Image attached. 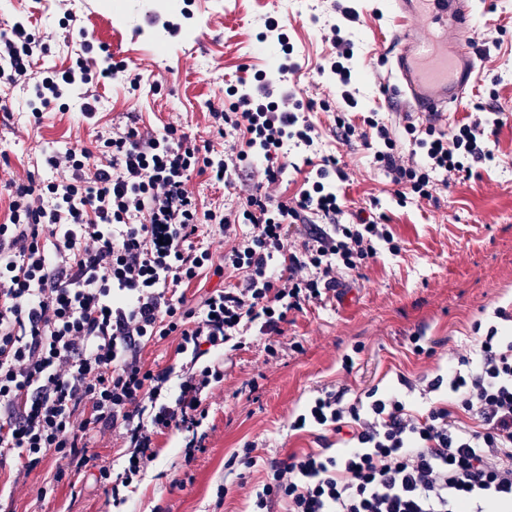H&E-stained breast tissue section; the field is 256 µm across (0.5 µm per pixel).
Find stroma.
<instances>
[{
  "label": "stroma",
  "mask_w": 512,
  "mask_h": 512,
  "mask_svg": "<svg viewBox=\"0 0 512 512\" xmlns=\"http://www.w3.org/2000/svg\"><path fill=\"white\" fill-rule=\"evenodd\" d=\"M382 0H192L191 21L200 32L172 31L178 18L149 11L139 0H0V30L24 22L48 45L36 59L29 82L0 86L12 104L0 112V224L6 223L10 186L31 173L66 181L68 169L47 168L44 157L70 147L94 149L96 135L124 130L130 116L150 134L173 126L197 145L222 150L213 115L225 103V90L251 92L258 74L289 44L297 63L287 83L314 128V144L288 149V169L276 187L294 198L303 190L312 164L338 158L348 174L336 182L349 210L374 213L388 224L403 250H381L360 274L346 277L324 302L290 313L276 342V357L249 344L234 351L227 379L205 396L209 410L205 447L185 461L181 436L156 443L139 489L125 512H246L245 489L261 481L271 459L315 447V436L292 430L304 405L324 387L346 389L348 397L376 387H396L399 375L417 380L435 376L462 351L475 324L489 326L494 312L512 311V119L505 120L492 146L494 158L473 164L470 173L444 183L435 178L431 198L399 199L385 173L361 141L336 137V115L348 112L353 125L377 113L402 150H409L405 114L381 89L387 78V44L393 26L379 11ZM277 18L270 29L268 18ZM340 27L353 45L349 62L358 105L348 108L342 87L327 65L334 49L323 38ZM117 32L104 53L88 55L90 68L105 56L123 62L124 72L98 85L67 86L64 110L30 115L32 84L45 72L74 62L89 30ZM482 60L476 86L469 89L448 120L450 130L470 115L490 112L512 101V0H484L472 32ZM139 80V91L129 84ZM97 97V114L85 119V98ZM187 189L200 208L239 204L248 183L226 187L209 174L191 173ZM423 333L432 356H417L409 338ZM353 360L352 372L342 368ZM252 455L253 466L243 458ZM58 464L48 461L21 476L16 488L0 487V505L10 512H113L110 492L85 477L77 486L54 482ZM56 483L52 495L39 491Z\"/></svg>",
  "instance_id": "stroma-1"
}]
</instances>
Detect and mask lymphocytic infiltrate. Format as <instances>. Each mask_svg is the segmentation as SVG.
Segmentation results:
<instances>
[{"label": "lymphocytic infiltrate", "mask_w": 512, "mask_h": 512, "mask_svg": "<svg viewBox=\"0 0 512 512\" xmlns=\"http://www.w3.org/2000/svg\"><path fill=\"white\" fill-rule=\"evenodd\" d=\"M45 50L23 24L1 32L0 83L26 81ZM292 70L261 75L254 94L219 112L242 136L225 152L201 149L173 128L145 135L130 125L98 134V151L46 155V165L71 170V180L13 186L9 221L0 224V476L55 457L68 464L56 480L80 477L90 440L118 430L119 463L99 465L96 480L113 505L124 503V490L137 489L156 457V437L180 431L186 458L201 450L203 397L226 378L229 352L260 341L275 356L272 339L289 312L323 302L379 248L401 252L388 225L362 215L341 222L345 202L323 184L346 177L335 159H324L298 197L275 193L285 140L313 143L311 124L281 93ZM364 122L383 142L374 162L422 198L431 174L449 178L465 172L466 161L492 158L503 124L498 115L477 117L425 139L406 123L424 155L414 165L403 162L388 126L371 116ZM256 153L263 178L246 207L200 209L185 187L190 171L228 184L251 169ZM312 214L327 228L288 247L293 225ZM240 223L248 231L223 261L242 275V287L214 289L190 305L186 291L212 259L201 227L227 232ZM171 336L180 367L146 366L143 348ZM478 344L475 357L460 356L421 389L402 375L398 388H373L350 403L341 390L318 393L292 427L320 429V450L271 460L250 492V512H512V334L492 325ZM171 384L176 394H168ZM443 387L454 407L419 412L404 397Z\"/></svg>", "instance_id": "1"}]
</instances>
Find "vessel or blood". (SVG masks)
<instances>
[{"label": "vessel or blood", "instance_id": "obj_1", "mask_svg": "<svg viewBox=\"0 0 512 512\" xmlns=\"http://www.w3.org/2000/svg\"><path fill=\"white\" fill-rule=\"evenodd\" d=\"M398 28L391 40L389 92L409 111L444 118L476 82L480 68L470 32L480 13L477 0H384ZM422 17L434 33H414L410 19Z\"/></svg>", "mask_w": 512, "mask_h": 512}]
</instances>
